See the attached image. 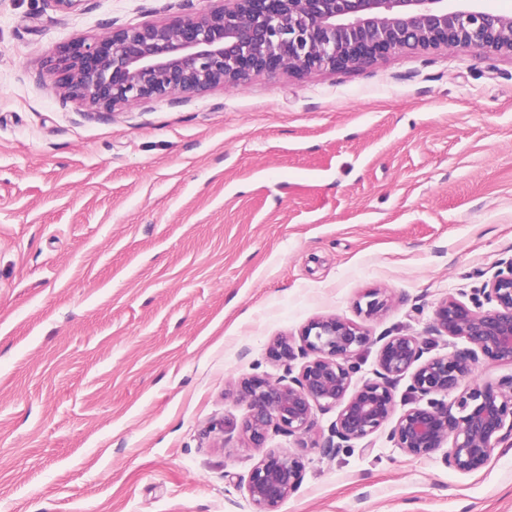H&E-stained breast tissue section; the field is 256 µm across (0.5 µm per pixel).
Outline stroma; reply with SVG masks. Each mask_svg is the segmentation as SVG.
<instances>
[{"instance_id":"35a3bbf8","label":"stroma","mask_w":512,"mask_h":512,"mask_svg":"<svg viewBox=\"0 0 512 512\" xmlns=\"http://www.w3.org/2000/svg\"><path fill=\"white\" fill-rule=\"evenodd\" d=\"M219 0H0V512H253L263 449L303 455L278 512H512V444L443 451L241 432L239 378L335 315L428 335L512 256V57L397 53L112 111L53 49ZM384 310L367 316L365 295Z\"/></svg>"}]
</instances>
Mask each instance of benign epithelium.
Here are the masks:
<instances>
[{"label": "benign epithelium", "instance_id": "obj_1", "mask_svg": "<svg viewBox=\"0 0 512 512\" xmlns=\"http://www.w3.org/2000/svg\"><path fill=\"white\" fill-rule=\"evenodd\" d=\"M482 0H224L219 9L161 25H128L89 41L56 47L50 71L69 98L99 109L171 94L234 85L254 75L342 70L403 51L478 52L512 56V15ZM468 348L427 357L438 340ZM374 378L353 387L354 358L371 342L357 324L319 316L300 330L299 345L274 340L269 358L283 367L271 379L249 375L236 393L245 407L242 432L254 448L277 429L301 440L315 411L336 410L324 444L330 454L387 430L412 457L446 446L448 470L484 467L512 438V375L464 383L480 360L512 364V257L469 302L448 297L434 310L430 335L380 337ZM304 359L298 374L292 362ZM408 385L396 412L397 387ZM303 462L296 453L268 450L253 467L248 492L254 512H277L297 490Z\"/></svg>", "mask_w": 512, "mask_h": 512}]
</instances>
